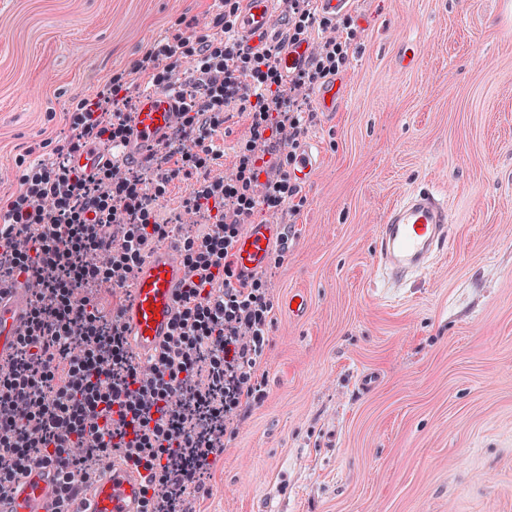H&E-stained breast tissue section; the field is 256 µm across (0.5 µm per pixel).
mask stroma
Masks as SVG:
<instances>
[{
  "label": "stroma",
  "instance_id": "stroma-1",
  "mask_svg": "<svg viewBox=\"0 0 512 512\" xmlns=\"http://www.w3.org/2000/svg\"><path fill=\"white\" fill-rule=\"evenodd\" d=\"M205 0H0V201L21 147ZM344 102L269 286L266 397L211 467L200 512H512V0H357ZM421 50L402 69L406 46ZM443 193L446 245L375 276L398 200ZM305 292L308 311L283 303ZM376 387L360 386L365 373Z\"/></svg>",
  "mask_w": 512,
  "mask_h": 512
}]
</instances>
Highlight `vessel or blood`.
I'll return each mask as SVG.
<instances>
[{"label": "vessel or blood", "instance_id": "1", "mask_svg": "<svg viewBox=\"0 0 512 512\" xmlns=\"http://www.w3.org/2000/svg\"><path fill=\"white\" fill-rule=\"evenodd\" d=\"M242 37L240 49L251 54L264 47L271 34L288 29L286 0H248L237 19ZM308 45L285 46L277 57L283 77L304 68L312 56ZM322 111H337L343 103L340 86L324 84L318 95ZM182 104L176 96L160 93L141 100L129 116V134L122 152L131 164H139L164 144L168 133L181 122ZM320 160L313 142L298 145L291 173L307 183ZM450 222L448 203L436 191H420L406 196L389 209L377 238V272L401 281L428 267L433 252L445 240ZM273 224L247 225L235 248L237 270L252 275L265 268L268 246L276 233ZM190 269L173 247L156 250L131 274V298L121 313V326L133 350L147 358L157 354L167 341L179 313V294ZM32 281L22 280L0 288V359L7 358L21 328L27 302L34 293ZM143 479L134 469L113 455L101 477L91 487L86 512H142ZM54 465L33 469L14 485L11 494L0 500V512H53L58 498Z\"/></svg>", "mask_w": 512, "mask_h": 512}]
</instances>
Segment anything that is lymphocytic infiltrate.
I'll use <instances>...</instances> for the list:
<instances>
[{"instance_id":"f902f5d3","label":"lymphocytic infiltrate","mask_w":512,"mask_h":512,"mask_svg":"<svg viewBox=\"0 0 512 512\" xmlns=\"http://www.w3.org/2000/svg\"><path fill=\"white\" fill-rule=\"evenodd\" d=\"M245 5L210 0L207 28L184 19L166 28L77 101L64 139L15 160L18 188L0 208V284L26 278L39 288L0 364V498L32 464L51 463L55 512H70L120 451L144 473V512H197L213 458L266 396L257 371L274 303L266 273L237 272L234 249L246 225L304 206L292 148L315 124L311 93L338 72L351 40L317 0H288L287 34L244 55L236 23ZM288 43L316 52L285 79L276 57ZM165 90L184 100L182 123L144 164L121 168L128 112ZM235 111L247 115L249 136L217 175V136ZM96 144L113 159L98 178L80 177L70 160ZM182 181L179 210L159 218L160 201ZM164 243L180 247L192 276L174 333L146 368L120 316L133 268ZM105 290L116 298L108 314L98 308Z\"/></svg>"}]
</instances>
